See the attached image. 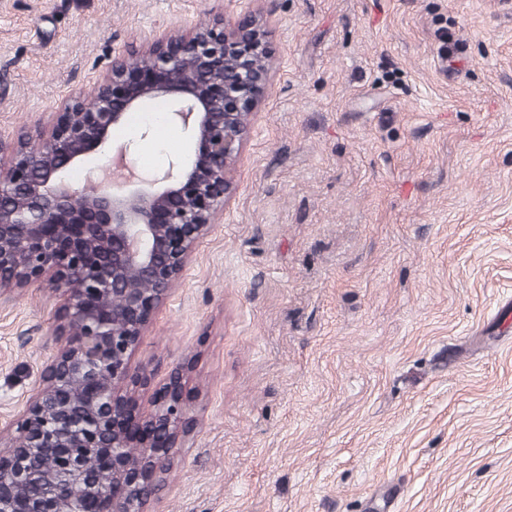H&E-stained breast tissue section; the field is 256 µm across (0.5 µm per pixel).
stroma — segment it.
<instances>
[{"mask_svg": "<svg viewBox=\"0 0 512 512\" xmlns=\"http://www.w3.org/2000/svg\"><path fill=\"white\" fill-rule=\"evenodd\" d=\"M215 17L261 20L273 69L130 356L138 413L177 375L193 422L147 512H512V4L0 0V139L133 38ZM63 304L0 291L2 441Z\"/></svg>", "mask_w": 512, "mask_h": 512, "instance_id": "obj_1", "label": "stroma"}]
</instances>
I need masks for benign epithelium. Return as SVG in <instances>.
Returning a JSON list of instances; mask_svg holds the SVG:
<instances>
[{"mask_svg":"<svg viewBox=\"0 0 512 512\" xmlns=\"http://www.w3.org/2000/svg\"><path fill=\"white\" fill-rule=\"evenodd\" d=\"M272 69L265 30L256 20L201 22L159 30L129 43L99 75L95 99L73 92L26 131L0 168V288L44 278L64 297L53 334L64 340L26 394L16 435L0 448V512L24 507L45 486L40 512H143L191 420L177 377L156 393L155 410L134 414L129 357L152 314L182 276L199 240L218 223L251 118ZM170 106L168 121L191 132L188 160L146 178L158 189L119 192L112 180L73 172L112 144L117 129L150 102ZM56 449L39 472L16 458Z\"/></svg>","mask_w":512,"mask_h":512,"instance_id":"7a95c632","label":"benign epithelium"}]
</instances>
